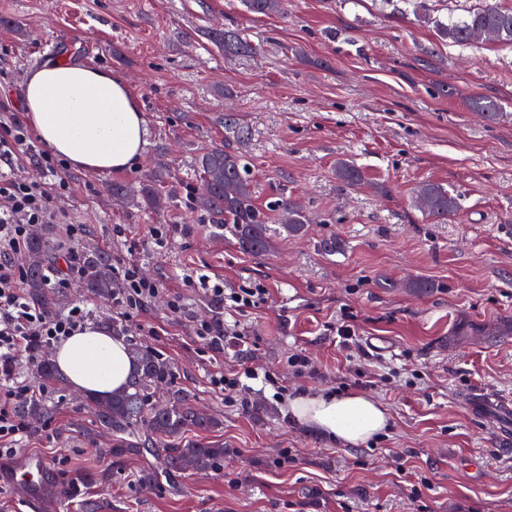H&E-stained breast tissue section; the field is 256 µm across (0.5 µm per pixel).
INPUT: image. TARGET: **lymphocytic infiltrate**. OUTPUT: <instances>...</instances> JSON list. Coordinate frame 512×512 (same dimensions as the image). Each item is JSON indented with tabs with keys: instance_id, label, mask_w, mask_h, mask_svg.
Returning <instances> with one entry per match:
<instances>
[{
	"instance_id": "1",
	"label": "lymphocytic infiltrate",
	"mask_w": 512,
	"mask_h": 512,
	"mask_svg": "<svg viewBox=\"0 0 512 512\" xmlns=\"http://www.w3.org/2000/svg\"><path fill=\"white\" fill-rule=\"evenodd\" d=\"M32 146L33 136L25 122L15 117L0 120V438L11 440L28 433L29 425L17 407L35 393L31 382L16 377L15 365L22 359L35 361L43 349L73 335L88 320L80 304L53 313L32 306L21 288L24 271L12 262L13 255L28 245L35 226L54 221L53 201L69 188L54 157L45 151L40 154L39 176L19 175L14 161ZM141 261L140 252L132 246L114 266L121 285L113 289L112 303L131 323L159 293L157 282L141 276ZM197 285L221 309L243 312L257 307L264 295L260 288L229 293L223 282L204 275Z\"/></svg>"
}]
</instances>
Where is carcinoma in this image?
Here are the masks:
<instances>
[{"label": "carcinoma", "instance_id": "obj_1", "mask_svg": "<svg viewBox=\"0 0 512 512\" xmlns=\"http://www.w3.org/2000/svg\"><path fill=\"white\" fill-rule=\"evenodd\" d=\"M286 0H246L249 10L271 15L284 11ZM444 41L464 46L476 39L512 43V10L503 9L497 0H483L482 6L468 12L464 18L437 25ZM209 38L224 48V53L238 55L252 51L243 35L230 30L210 31ZM196 164L204 179L205 193L201 208L224 217L241 252L262 255L271 251L272 233L267 217L255 203L254 186L248 163L243 156L229 148H214L200 154ZM336 178L347 186L363 182L362 171L354 164L340 161ZM138 195L151 210L166 207L163 198L149 181L140 184ZM422 208L435 223H442L457 214V197L437 183H423L418 189ZM279 213V232L289 237H302L307 232L308 220L303 210L288 199L276 204ZM28 249L33 256L25 270V285L33 304L52 311L57 299L45 291L44 266L53 254L50 242L41 234H34ZM79 278L87 292L106 298L112 294V258L97 249L82 253ZM129 353L135 370L126 386L102 398L87 395V406L94 413L99 429L112 436L110 456L121 459L128 456L149 455L156 468L139 474V482L147 487L161 475L183 474L187 469L199 472L216 471L224 464V446L216 442L185 439L189 432H207L220 426V421L201 412L193 396L183 390H169L165 400L157 399L159 384L171 375L170 365L160 357L143 349L134 341ZM38 386L44 393L65 388V380L56 366L45 361L36 370Z\"/></svg>", "mask_w": 512, "mask_h": 512}]
</instances>
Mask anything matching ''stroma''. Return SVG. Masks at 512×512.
I'll list each match as a JSON object with an SVG mask.
<instances>
[{
	"mask_svg": "<svg viewBox=\"0 0 512 512\" xmlns=\"http://www.w3.org/2000/svg\"><path fill=\"white\" fill-rule=\"evenodd\" d=\"M424 2L419 18L407 0H288L270 16L243 0H0V105L23 115L29 70L78 59L123 75L148 127L132 169H67L48 237L59 244L79 224L81 247L115 257L138 242L140 272L162 291L136 325L74 279L55 291L60 308L83 304L90 322L119 324V336L168 361L170 387L222 422L199 441L226 448L220 470L145 487L147 460L106 455L109 438L72 390L50 394L18 446L46 461L55 492L38 505L0 485V512H84L88 499L106 512H512V445L496 434L512 424V45L443 42L436 20L481 0ZM214 28L241 33L253 52L225 55L205 36ZM479 97L497 100L496 120L473 108ZM228 117L249 129L240 149L257 206L273 225L272 204L291 196L307 237L277 235L269 254L247 255L196 208L195 159L223 146ZM343 160L363 184L337 179ZM155 175L173 196L161 211L112 195L113 184ZM427 181L458 197L448 222L416 208ZM154 227L169 230L163 247ZM329 236L344 250L322 253ZM204 273L265 289L258 307L224 317L244 347L215 352L195 335V321L217 314L191 285ZM414 280L433 288L413 291ZM174 291L189 316L171 314ZM346 311L358 327L348 348L336 334ZM296 352L311 373L296 375ZM241 363L275 373L291 395L372 396L391 426L370 443L338 444L292 423L276 387L258 380H244L228 406L212 379ZM392 368L396 377L378 382ZM473 390L487 401L467 403ZM88 470L107 472V483L68 496Z\"/></svg>",
	"mask_w": 512,
	"mask_h": 512,
	"instance_id": "1",
	"label": "stroma"
}]
</instances>
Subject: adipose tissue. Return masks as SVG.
<instances>
[{
    "label": "adipose tissue",
    "mask_w": 512,
    "mask_h": 512,
    "mask_svg": "<svg viewBox=\"0 0 512 512\" xmlns=\"http://www.w3.org/2000/svg\"><path fill=\"white\" fill-rule=\"evenodd\" d=\"M24 109L28 124L51 152L77 170L125 171L146 144V121L126 80L77 59L48 60L33 68ZM54 360L81 394H112L134 369L124 338L90 323L57 345ZM287 407L299 425L343 445L367 443L389 425L386 408L358 393L308 392L288 397Z\"/></svg>",
    "instance_id": "ef3b65f1"
}]
</instances>
